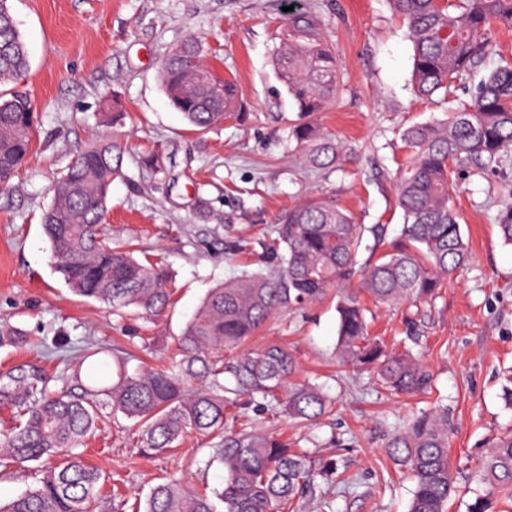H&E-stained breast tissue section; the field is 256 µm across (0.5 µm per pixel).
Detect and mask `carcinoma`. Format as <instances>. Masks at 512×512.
<instances>
[{"label":"carcinoma","instance_id":"obj_1","mask_svg":"<svg viewBox=\"0 0 512 512\" xmlns=\"http://www.w3.org/2000/svg\"><path fill=\"white\" fill-rule=\"evenodd\" d=\"M407 26L412 44L413 92L429 98L465 76L475 77L493 52L491 31L512 26V0H389ZM297 112L305 120L292 137L304 163L338 164L336 137L307 120L323 110L339 79L332 45L305 13L291 18L273 59ZM28 66V49L0 0V83ZM163 90L189 125L206 131L224 122L237 103L234 80L212 70L205 47L192 37L162 61ZM37 128L30 93L16 84L0 95V189L29 155ZM405 151L394 192L403 213L404 241L362 265L358 253L372 237L374 252L383 228L358 224L351 212L319 197L285 209L267 237L258 242L260 261L275 264L244 272L211 289L178 338V356L163 369L135 375L106 368L113 351L86 349L74 372L84 394L47 392L46 380L25 384L0 376V404L15 410L13 424L0 434V467L37 462L28 489L0 504V512H93L102 489L100 471L77 451L95 430L99 407L135 421L148 454L174 451L189 432L219 438L211 462L224 466L220 488L190 490L176 478L150 488L134 512H294L299 499L319 489L320 512H333L336 460H310L274 435L248 430L255 407L303 423L314 422L330 403L313 384L291 382L297 365L278 344L247 349L245 344L274 315L338 293V353L343 362L376 369L381 385L411 393L431 382L423 363L409 352H386L367 339L365 303L395 305L426 301L470 259L451 206L455 170L469 164L490 167L512 148V65L480 77L469 101L444 121L417 122L402 133ZM124 153L100 138L73 159L53 188L42 215L54 268L76 294L114 309L133 307L148 322L171 303L168 268L134 256L135 246H112L104 224L113 179ZM497 226L512 244V206L500 210ZM26 334L0 325V346L21 345ZM235 353L227 359L224 352ZM453 418L436 406L407 419L389 438L385 452L413 483L408 512H448L457 478L448 458ZM477 480L491 491L512 489V432L490 445Z\"/></svg>","mask_w":512,"mask_h":512}]
</instances>
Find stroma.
Wrapping results in <instances>:
<instances>
[{"label": "stroma", "instance_id": "obj_1", "mask_svg": "<svg viewBox=\"0 0 512 512\" xmlns=\"http://www.w3.org/2000/svg\"><path fill=\"white\" fill-rule=\"evenodd\" d=\"M308 12L334 45L341 81L313 120L341 142L343 166L305 165L294 150L298 114L272 59L288 24V5ZM24 36L30 67L21 83L39 116L35 147L0 192V324L23 329L27 346L0 347V372L43 375L52 391L78 392L59 343L118 349L135 374L177 351V338L210 288L257 263L252 249L296 202L324 197L360 224H381L386 241L403 224L392 177L402 154L400 129L443 120L448 105L416 97L412 47L387 0H8ZM199 37L219 74L234 78L237 115L193 130L169 103L159 80L162 59ZM118 93L120 116L102 118ZM99 137L125 150L106 217L113 245L138 244L163 257L174 303L153 323L134 309L75 295L56 272L41 217L52 188L77 152ZM165 159L164 173L142 168L143 154ZM452 205L471 247L470 261L429 303L370 307L368 334L405 341L433 375L414 395L382 390L373 375L336 359L337 298L270 319L248 342L283 345L298 363L294 382L319 385L331 411L309 426L254 411L260 430L307 449L312 460L336 458L354 485L337 512H408L414 487L395 470L385 445L396 425L436 403L454 412L449 457L458 477L448 512H469L483 486L476 474L487 444L512 431L502 394L512 386V245L495 217L512 206V153L499 167L453 178ZM133 421L100 408L88 459L105 476L96 512H132L136 497L169 477L190 487L221 486L224 469L208 461L207 439L188 435L176 454L141 453Z\"/></svg>", "mask_w": 512, "mask_h": 512}]
</instances>
